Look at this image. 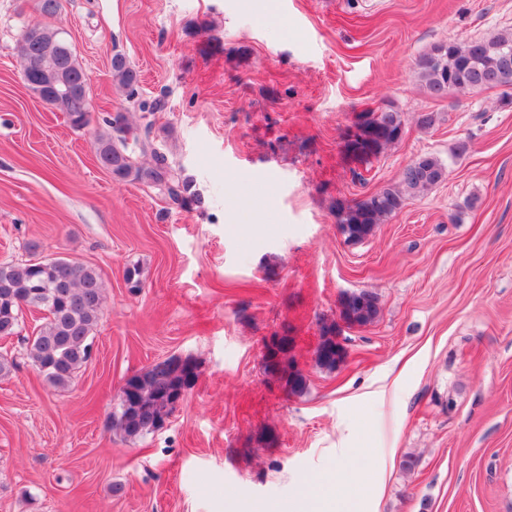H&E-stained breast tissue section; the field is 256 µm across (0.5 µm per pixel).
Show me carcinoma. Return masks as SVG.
Listing matches in <instances>:
<instances>
[{"instance_id":"obj_1","label":"carcinoma","mask_w":512,"mask_h":512,"mask_svg":"<svg viewBox=\"0 0 512 512\" xmlns=\"http://www.w3.org/2000/svg\"><path fill=\"white\" fill-rule=\"evenodd\" d=\"M512 52V34L493 33L483 38L450 40L433 47L417 62L418 78L427 92L443 98L451 92H474L496 88L501 82L500 68L505 52ZM112 80L134 96L138 74L126 57H112ZM376 136L379 151L396 143V134L404 130L401 113L386 107L364 112ZM121 133L100 135L95 142L100 164L119 181H137L163 188L174 201L186 199L189 184L174 170L165 156L153 149V122L132 125L123 117L121 125L108 122ZM148 155L151 162H139L134 153ZM446 167L432 154H424L403 167L399 184L369 195L353 203L337 207V224L347 240L360 242L371 236L376 226L399 212L410 196L425 191L445 179ZM104 300V283L99 272L84 263L64 257L30 259L24 263L0 265V336L19 333L20 314L24 306L46 312L45 323L29 341L32 365L54 388H68L77 372L91 356L93 330ZM343 313L352 322L366 325L379 313V298L366 291L364 300L348 304ZM336 327L323 329L315 350L317 366L333 371L340 363L336 346L328 335ZM292 339L283 336L278 353L280 359H265V372L285 382L288 392L301 394L307 389L305 375L296 367L288 368L281 360L288 359ZM198 373L163 363L152 364L144 374L134 377L136 407L123 408L118 403L112 413V425L129 437L155 432L166 413L172 394L191 390Z\"/></svg>"}]
</instances>
